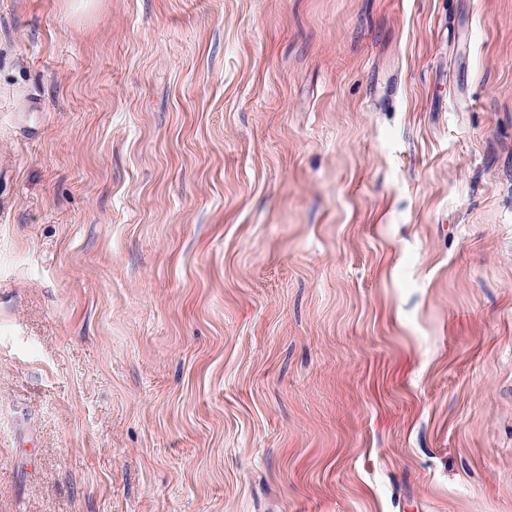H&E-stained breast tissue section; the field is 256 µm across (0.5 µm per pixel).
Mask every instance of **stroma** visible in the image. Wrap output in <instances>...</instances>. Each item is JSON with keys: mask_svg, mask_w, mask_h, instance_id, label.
Returning <instances> with one entry per match:
<instances>
[{"mask_svg": "<svg viewBox=\"0 0 512 512\" xmlns=\"http://www.w3.org/2000/svg\"><path fill=\"white\" fill-rule=\"evenodd\" d=\"M0 512H512V0H0Z\"/></svg>", "mask_w": 512, "mask_h": 512, "instance_id": "obj_1", "label": "stroma"}]
</instances>
